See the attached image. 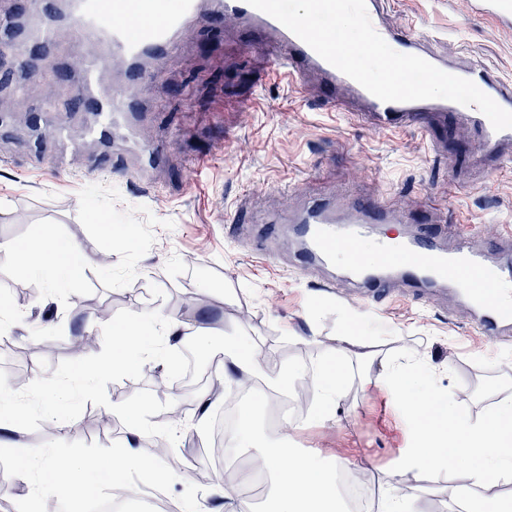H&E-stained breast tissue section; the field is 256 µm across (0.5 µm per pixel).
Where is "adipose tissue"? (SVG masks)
<instances>
[{"instance_id": "1", "label": "adipose tissue", "mask_w": 512, "mask_h": 512, "mask_svg": "<svg viewBox=\"0 0 512 512\" xmlns=\"http://www.w3.org/2000/svg\"><path fill=\"white\" fill-rule=\"evenodd\" d=\"M39 250L21 249L16 244L1 247L17 256L22 269L41 275L49 282L77 280L85 265L75 244L59 239L48 228L34 231ZM111 352L101 359L90 360L80 369L86 383H93L105 370H129L142 363L145 353L159 350L161 344H174L184 336L206 342L207 334L180 320L158 312L138 314L127 324L111 327ZM344 356L339 353L319 363L313 370L319 386L317 414H325L340 399L345 376ZM224 381L238 383L240 378L264 380L266 385L287 390L291 372L267 376L259 359L258 347L248 340H237L224 350ZM387 385L400 407L409 417L415 444L405 449L395 464L398 474L430 469H463L464 484L449 485V498L465 503V512H512V498L502 497L500 481L512 480V401L499 402L479 418L462 413L451 403H437L433 390L423 388L418 366L396 365L387 373ZM126 439L120 459L106 456L87 457L74 451L66 476H59L52 458L39 460L42 474L39 495L54 504H69L83 498V478L90 470L106 472L112 487L130 484L154 489L171 480L154 456L143 451L138 440L147 426L142 405L126 408ZM240 448H257V460L274 476L276 494L270 512H346L334 470L313 457L289 448L287 437L258 441L249 423H242L236 436Z\"/></svg>"}]
</instances>
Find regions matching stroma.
I'll list each match as a JSON object with an SVG mask.
<instances>
[{
	"mask_svg": "<svg viewBox=\"0 0 512 512\" xmlns=\"http://www.w3.org/2000/svg\"><path fill=\"white\" fill-rule=\"evenodd\" d=\"M387 22L398 29L415 22L430 52L480 63L512 77V27L474 13L470 0H386ZM65 73L14 72L15 88L0 90V244L31 239L33 226H50L90 258L79 281L59 287L19 270L0 252V297L17 308L0 328V384L21 404L26 425L0 452V478L15 494L0 512H38L29 495L31 476L18 471L17 453L70 459L73 450L119 458L124 409L142 402L148 428L141 440L166 435L169 407H181L182 427L165 469L175 477L162 487L174 505L213 502V483L194 473H219L208 449L224 404L236 391L211 367L230 339L245 337L260 348L264 365L290 366L294 385L336 347L346 312L357 313L373 340L375 357H349L351 378L337 407L324 419L308 416L288 428L290 443L332 467L357 462L377 498L390 489L419 488L422 512H463L446 494L447 472L397 476L394 463L412 444L410 423L382 385L381 363L391 356L421 364L427 385L471 415L512 399V348L479 336L460 309L445 298L407 299L403 283L380 305L362 301L345 278L342 262L315 270L295 268L299 244L286 213L311 197L349 191L391 201L403 221L384 233L407 235L442 212L448 223L468 218L480 226L474 248H485L499 225L512 224V172L477 176L471 165L476 138L464 125L382 134L348 113L333 110L321 89L298 90L272 78L268 57L248 35L222 21L203 19L183 33L162 66L143 62L150 78L126 88L144 96L152 112L137 140L160 146L164 162L149 187L120 177L116 157L128 143L86 139L89 112L72 107L88 42L63 35ZM68 128L67 167L45 158L55 142L48 127ZM109 318L89 324L93 305ZM161 309L210 330L200 368L204 385L184 373V345L164 365L149 361L125 373L104 372L92 386L79 379L83 357L65 353L77 335L99 339L98 354L112 349L107 321ZM34 340L56 344L40 359L25 355ZM64 385L69 399L54 419L43 416L33 390ZM214 405L198 428L197 398Z\"/></svg>",
	"mask_w": 512,
	"mask_h": 512,
	"instance_id": "35a3bbf8",
	"label": "stroma"
}]
</instances>
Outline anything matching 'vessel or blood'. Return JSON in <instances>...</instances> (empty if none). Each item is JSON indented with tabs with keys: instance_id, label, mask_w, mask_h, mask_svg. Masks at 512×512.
I'll list each match as a JSON object with an SVG mask.
<instances>
[{
	"instance_id": "b4317fda",
	"label": "vessel or blood",
	"mask_w": 512,
	"mask_h": 512,
	"mask_svg": "<svg viewBox=\"0 0 512 512\" xmlns=\"http://www.w3.org/2000/svg\"><path fill=\"white\" fill-rule=\"evenodd\" d=\"M375 30L395 51L427 58L439 69L471 80L502 108L512 111V79L478 63L459 64L427 53L421 36L387 27L381 20L382 0H366ZM475 13L512 21V0H472ZM28 15L34 21L31 39L50 52L58 44V27L67 24L77 38L89 41L96 52L80 70L77 94L89 103L93 120L86 129L92 140L109 141L117 133L133 131L144 116L140 100L123 93L103 97L98 93L100 73L112 60L125 65V80L141 81L143 59L163 62L177 47L179 35L202 17H222L257 34L258 44L276 62V75L291 82L315 79L340 110L378 132L414 129L429 133L432 126L452 119L470 126L478 142L477 165L485 167L512 153V128L494 130L489 119L474 106L446 99L384 102L321 58L312 48L270 15L247 0H70L59 10L57 0H32ZM161 158L152 148L138 151L130 177L144 181ZM288 223L307 227V243L299 254L301 267L342 255L351 280L363 288L364 301L379 304L393 299L390 272H400L413 284V298L423 299L427 284H445L455 294L474 329L496 344L512 345V232L498 233L497 258L464 245L468 232L456 229L455 243L431 230H420L393 241L376 231L393 224L397 216L383 199H355L338 207L330 199L307 202L288 215Z\"/></svg>"
}]
</instances>
